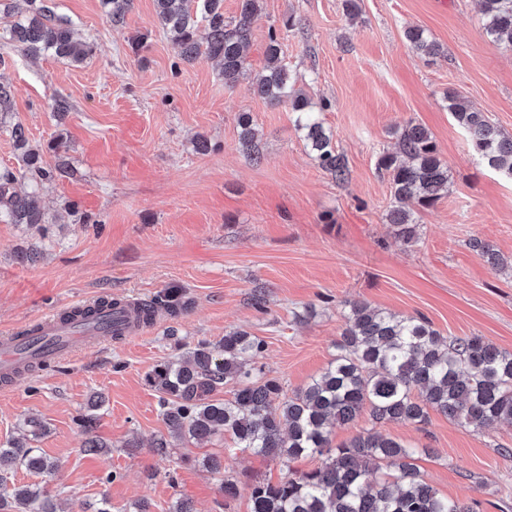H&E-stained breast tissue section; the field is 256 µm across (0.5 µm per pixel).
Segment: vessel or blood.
<instances>
[{
    "label": "vessel or blood",
    "instance_id": "1",
    "mask_svg": "<svg viewBox=\"0 0 512 512\" xmlns=\"http://www.w3.org/2000/svg\"><path fill=\"white\" fill-rule=\"evenodd\" d=\"M80 301L48 312L19 330L0 336V388L10 389L29 370L72 360L88 349L109 345L113 332H142L135 301L124 308L86 315Z\"/></svg>",
    "mask_w": 512,
    "mask_h": 512
}]
</instances>
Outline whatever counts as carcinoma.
Wrapping results in <instances>:
<instances>
[{
  "label": "carcinoma",
  "instance_id": "obj_1",
  "mask_svg": "<svg viewBox=\"0 0 512 512\" xmlns=\"http://www.w3.org/2000/svg\"><path fill=\"white\" fill-rule=\"evenodd\" d=\"M50 0H0V40L32 57L50 55L82 63L94 44L77 40L73 25L56 15ZM111 22L124 23L131 0H100ZM487 34L512 48V0H479ZM159 25L179 46L188 62L201 56L222 65L224 87L234 88L247 71L244 49L260 12L259 0H239V16L224 20V0H155ZM406 40L418 54L434 58L440 45L427 31L413 26ZM267 65L252 78L255 94L286 102L318 166L345 179V157L336 151L334 134L324 126L310 99L295 88L291 71L281 60L275 27H269ZM448 112L467 134L470 145L488 167L512 177V135L454 93L445 96ZM241 140L260 160L250 116L240 114ZM21 150L23 168H0V220L10 224H44V212L33 193L21 195L14 185L24 177L36 185L71 174L59 155L63 142L49 146L56 153L52 165L28 147L25 127L7 128ZM397 150L384 153L378 172L388 176L391 202L386 214L393 234L403 243L417 241L418 208L433 205L448 192V166L441 159L430 132L411 122L393 131ZM470 248L491 268L500 254L481 239ZM190 301L174 291L146 300L150 320L165 313L182 315ZM344 328L336 342V356L323 372L293 395L284 394L278 379L255 372L254 357L263 340L239 329L218 343L198 342L189 356L164 360L147 373L146 382L158 393L160 416L168 435L152 442V452L164 456L172 439L209 440L224 437L234 447L277 461L288 469L279 482L257 481L249 486L250 512H474L471 504L443 498L424 479L416 460L422 453L382 433L391 423L422 425L429 411L479 432L512 423V352L479 335L444 337L422 314L400 315L364 300L342 302ZM232 386V397L217 398ZM97 397L77 419L89 436L86 451L101 453L109 445L90 437ZM367 418L368 426L337 446L331 434L337 427ZM319 457L315 469L297 472L291 462ZM18 469L45 477L57 471L54 460L20 439L0 444V512H57L54 496L39 485L7 484Z\"/></svg>",
  "mask_w": 512,
  "mask_h": 512
}]
</instances>
